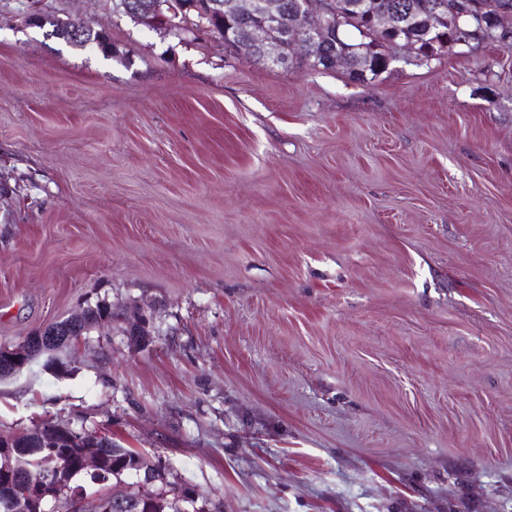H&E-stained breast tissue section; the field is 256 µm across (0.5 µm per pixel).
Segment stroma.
Here are the masks:
<instances>
[{
  "label": "stroma",
  "instance_id": "obj_1",
  "mask_svg": "<svg viewBox=\"0 0 512 512\" xmlns=\"http://www.w3.org/2000/svg\"><path fill=\"white\" fill-rule=\"evenodd\" d=\"M47 2L112 52L0 0V346L114 316L0 432L109 435L208 512H512V51L365 85ZM57 22L53 21H47L45 23V26H49L52 28L53 36L56 37V39H60L65 41L67 44L72 46H78V47H84L91 43H96L95 45L99 48H101L103 51L106 50L105 43L102 40V37L99 33L94 31L92 26H89L88 23H82V24H75L73 27V32L70 31V26H72V23L67 19H61L59 16L57 17ZM88 28L87 33H81L77 34L75 31H81L85 28ZM86 310L90 316H96V317L100 316L101 317L102 315H107L109 317H112V305L110 303H107L105 300H102V301L98 300L94 304V306L87 305ZM111 323H112V320L110 318H108L106 316L103 318L101 317V318H98L95 323H92L89 326L84 327V330L87 332H82V329H83L82 325L75 323V322L73 323L70 320V317H67L65 319L60 320V322L57 321V322L50 324L42 331H53L52 336H50V337H55L54 335H56L57 331H54V330L56 329L57 326H67L68 327L67 332H69V336H78L79 337L80 335L88 334V332L94 328H99L101 326L108 325ZM80 338H81V336L79 337V339Z\"/></svg>",
  "mask_w": 512,
  "mask_h": 512
}]
</instances>
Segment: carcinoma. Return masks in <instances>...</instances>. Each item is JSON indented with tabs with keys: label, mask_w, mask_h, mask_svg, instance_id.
<instances>
[{
	"label": "carcinoma",
	"mask_w": 512,
	"mask_h": 512,
	"mask_svg": "<svg viewBox=\"0 0 512 512\" xmlns=\"http://www.w3.org/2000/svg\"><path fill=\"white\" fill-rule=\"evenodd\" d=\"M194 9L174 17L162 15L158 26L168 33L181 36L192 26L205 25L220 36L228 33L240 43L241 54L264 62L263 52L254 48L246 39L245 29L237 18L227 15L213 5V0H190ZM432 0H382V3L400 14L398 25L390 30H371L365 36L354 23H342L336 31L312 44L308 57L301 64L311 70L332 69L333 60L339 55L346 56L343 66L349 75L359 82L373 81L390 66L389 58L397 47L406 43L416 45L414 60L429 64L441 60L454 45L455 22L448 18L439 29L425 34L417 27L419 19L425 16ZM512 0H482L483 17L487 24L501 26L512 11L505 8ZM155 0H112L113 12L137 22L138 16L154 6ZM53 36L72 46L84 47L94 43L106 49L99 33L88 28L86 33L70 31L72 23L57 19L48 21ZM74 429L60 424L47 423L23 436L12 449L0 452V512H36L27 503L13 500L9 491L17 482L32 478H55L61 476L74 486L90 488L97 481L122 479L135 473L144 463L140 454L122 448L112 441L98 443L101 466L96 475L87 474L81 467V449L73 446L70 436ZM164 475L156 476V482L147 488L141 498L132 506L134 512H203L194 508L195 497L189 488L156 486L164 482Z\"/></svg>",
	"instance_id": "carcinoma-1"
}]
</instances>
